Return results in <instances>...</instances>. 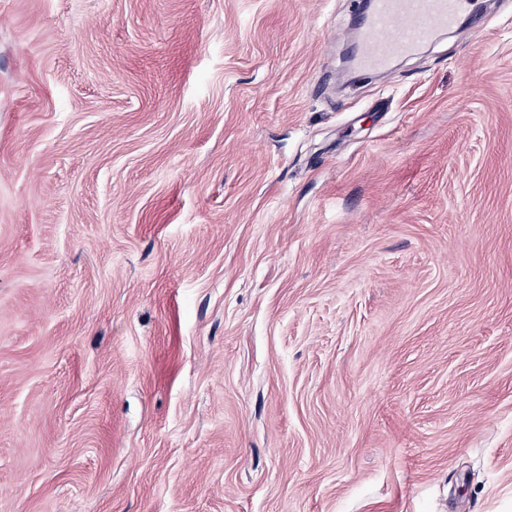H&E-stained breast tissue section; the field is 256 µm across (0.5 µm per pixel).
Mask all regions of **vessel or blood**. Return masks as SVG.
Segmentation results:
<instances>
[{
  "mask_svg": "<svg viewBox=\"0 0 512 512\" xmlns=\"http://www.w3.org/2000/svg\"><path fill=\"white\" fill-rule=\"evenodd\" d=\"M465 0H372L358 36L356 65L370 72L419 51L453 28Z\"/></svg>",
  "mask_w": 512,
  "mask_h": 512,
  "instance_id": "vessel-or-blood-1",
  "label": "vessel or blood"
}]
</instances>
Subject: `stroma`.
<instances>
[{"mask_svg":"<svg viewBox=\"0 0 512 512\" xmlns=\"http://www.w3.org/2000/svg\"><path fill=\"white\" fill-rule=\"evenodd\" d=\"M355 15L0 0V512H512V0ZM466 0H373L362 18L356 65L363 71L388 66L419 51L453 28Z\"/></svg>","mask_w":512,"mask_h":512,"instance_id":"35a3bbf8","label":"stroma"}]
</instances>
